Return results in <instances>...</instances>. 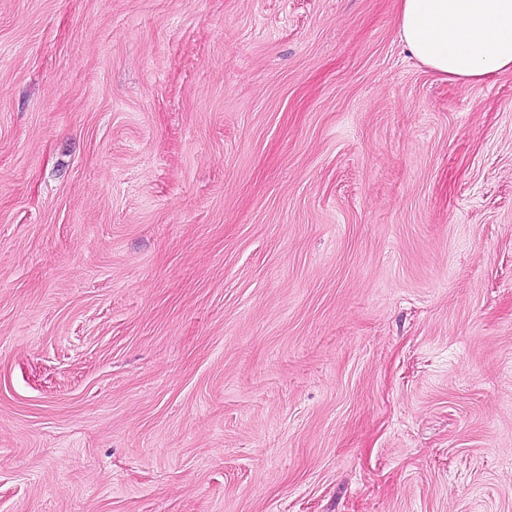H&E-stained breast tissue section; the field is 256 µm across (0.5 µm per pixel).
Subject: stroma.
I'll use <instances>...</instances> for the list:
<instances>
[{"label":"stroma","mask_w":512,"mask_h":512,"mask_svg":"<svg viewBox=\"0 0 512 512\" xmlns=\"http://www.w3.org/2000/svg\"><path fill=\"white\" fill-rule=\"evenodd\" d=\"M398 0H0V512H512V74Z\"/></svg>","instance_id":"stroma-1"}]
</instances>
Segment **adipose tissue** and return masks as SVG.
Segmentation results:
<instances>
[{
    "mask_svg": "<svg viewBox=\"0 0 512 512\" xmlns=\"http://www.w3.org/2000/svg\"><path fill=\"white\" fill-rule=\"evenodd\" d=\"M397 20L408 52L443 79L512 71V0H399Z\"/></svg>",
    "mask_w": 512,
    "mask_h": 512,
    "instance_id": "1",
    "label": "adipose tissue"
}]
</instances>
